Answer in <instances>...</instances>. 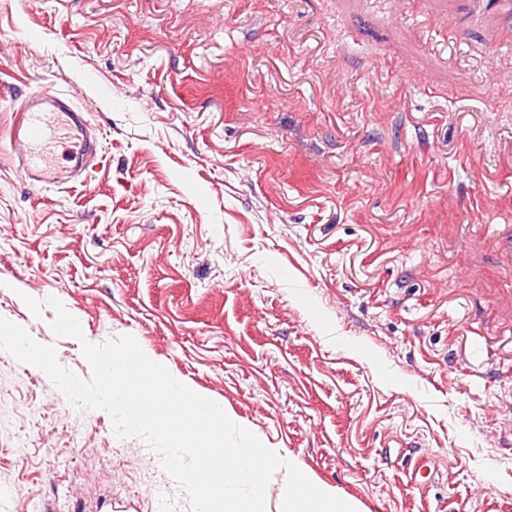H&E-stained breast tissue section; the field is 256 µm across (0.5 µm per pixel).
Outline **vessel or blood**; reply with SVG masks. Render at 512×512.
<instances>
[{
	"label": "vessel or blood",
	"mask_w": 512,
	"mask_h": 512,
	"mask_svg": "<svg viewBox=\"0 0 512 512\" xmlns=\"http://www.w3.org/2000/svg\"><path fill=\"white\" fill-rule=\"evenodd\" d=\"M60 126L78 140L71 164L61 177L49 160V147ZM10 141L19 167L31 181L45 185L78 181L88 174L97 157V140L91 135L86 114L68 93H29L14 114Z\"/></svg>",
	"instance_id": "obj_1"
}]
</instances>
